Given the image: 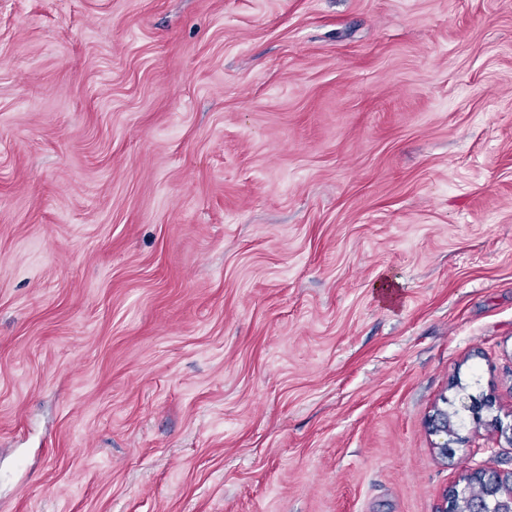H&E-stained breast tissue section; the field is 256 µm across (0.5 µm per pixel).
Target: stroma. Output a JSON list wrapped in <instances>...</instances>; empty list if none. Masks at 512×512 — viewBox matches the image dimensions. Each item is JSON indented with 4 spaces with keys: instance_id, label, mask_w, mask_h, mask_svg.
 Instances as JSON below:
<instances>
[{
    "instance_id": "obj_1",
    "label": "stroma",
    "mask_w": 512,
    "mask_h": 512,
    "mask_svg": "<svg viewBox=\"0 0 512 512\" xmlns=\"http://www.w3.org/2000/svg\"><path fill=\"white\" fill-rule=\"evenodd\" d=\"M511 427L512 0H0V512H439Z\"/></svg>"
}]
</instances>
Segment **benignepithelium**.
<instances>
[{
  "label": "benign epithelium",
  "mask_w": 512,
  "mask_h": 512,
  "mask_svg": "<svg viewBox=\"0 0 512 512\" xmlns=\"http://www.w3.org/2000/svg\"><path fill=\"white\" fill-rule=\"evenodd\" d=\"M466 486L452 492L442 512H512V471L471 472Z\"/></svg>",
  "instance_id": "benign-epithelium-1"
}]
</instances>
